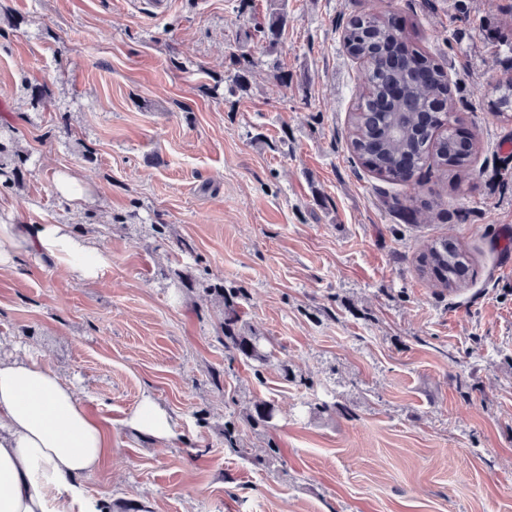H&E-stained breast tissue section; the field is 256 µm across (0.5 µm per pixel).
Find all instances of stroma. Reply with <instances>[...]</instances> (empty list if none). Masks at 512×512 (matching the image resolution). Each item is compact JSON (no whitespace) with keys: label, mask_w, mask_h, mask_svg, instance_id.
<instances>
[{"label":"stroma","mask_w":512,"mask_h":512,"mask_svg":"<svg viewBox=\"0 0 512 512\" xmlns=\"http://www.w3.org/2000/svg\"><path fill=\"white\" fill-rule=\"evenodd\" d=\"M272 2L0 0V131L29 158L0 223L67 225L110 260L90 282L36 252L0 265V359L36 355L109 430L86 482L108 512H512V121L476 92L504 74L488 27L512 0H287L273 51ZM366 13L447 71L473 178L385 181L351 153L365 65L341 34ZM437 238L471 258L451 295L417 269ZM178 270L244 289L264 366L225 349L223 303ZM147 397L174 438L129 429ZM279 8L272 11L263 23V33L268 42L269 50H274L278 45L282 31L288 22V12L285 8V0H281Z\"/></svg>","instance_id":"stroma-1"}]
</instances>
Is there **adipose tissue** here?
I'll use <instances>...</instances> for the list:
<instances>
[{"label":"adipose tissue","mask_w":512,"mask_h":512,"mask_svg":"<svg viewBox=\"0 0 512 512\" xmlns=\"http://www.w3.org/2000/svg\"><path fill=\"white\" fill-rule=\"evenodd\" d=\"M35 251L81 280L109 257L59 224H0V264ZM112 438L81 392L34 356L0 360V512H100L85 482Z\"/></svg>","instance_id":"adipose-tissue-1"}]
</instances>
